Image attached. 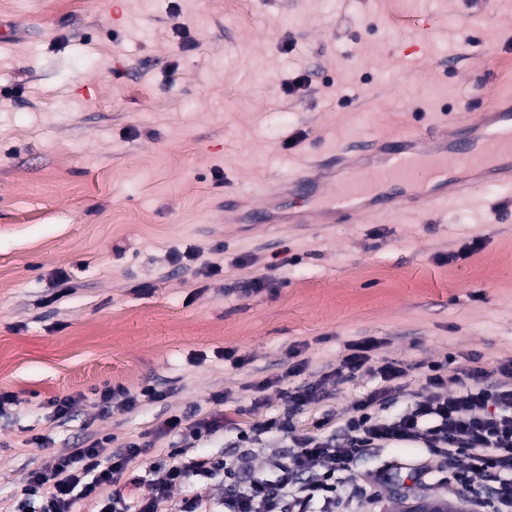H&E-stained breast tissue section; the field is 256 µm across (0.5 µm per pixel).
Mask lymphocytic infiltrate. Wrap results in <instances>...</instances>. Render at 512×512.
<instances>
[{
  "label": "lymphocytic infiltrate",
  "instance_id": "f902f5d3",
  "mask_svg": "<svg viewBox=\"0 0 512 512\" xmlns=\"http://www.w3.org/2000/svg\"><path fill=\"white\" fill-rule=\"evenodd\" d=\"M377 348V340L371 337L350 342L340 368L350 374L368 370L379 376L387 389H395L406 369L397 361L375 364ZM496 371L504 379L502 388L479 387L484 372L477 369L470 373L469 383L452 392L447 362L429 363L413 406L399 418L381 419L374 410L380 393L372 391L348 411L343 439L324 435V422H316L315 433L296 437L297 452L290 462L278 464L275 480L229 490L221 506L225 512H310L314 498L335 501L337 472L349 470L370 448L418 443L455 462L452 479L463 489H470L477 476L494 482L493 512H512V359L499 362ZM92 395L104 417L119 410L133 411L160 398L150 384L132 390L120 383H106L93 389ZM223 428L220 410L197 419L174 415L158 424L153 439L175 434L183 445L169 450L166 463L153 465L149 489L137 497L124 494L119 484L130 464L149 453V446L127 443L125 452L105 465L100 460L105 440L91 435L52 467L30 472L20 492L18 512H73L80 500L93 501L97 512H163L175 488L220 474L232 479L245 469L242 460L230 466L205 453L186 455V444Z\"/></svg>",
  "mask_w": 512,
  "mask_h": 512
}]
</instances>
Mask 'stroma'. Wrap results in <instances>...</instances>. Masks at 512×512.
I'll use <instances>...</instances> for the list:
<instances>
[{"label":"stroma","instance_id":"35a3bbf8","mask_svg":"<svg viewBox=\"0 0 512 512\" xmlns=\"http://www.w3.org/2000/svg\"><path fill=\"white\" fill-rule=\"evenodd\" d=\"M0 0V512L31 470L86 433L112 435L103 461L173 414L213 412L229 432L195 449L234 459L236 428L290 412L292 434L257 436L251 480L290 460L293 435L380 387L338 374L349 341L408 368L385 399L401 415L421 363L455 356L449 390L481 386L512 358V191L491 189L426 214L357 224H228L224 199L264 188L374 138L441 129L489 109L512 68V0ZM496 47L480 65L481 44ZM308 84L294 89L298 77ZM478 250H471L473 240ZM219 265L195 276L170 257ZM71 290L58 295L57 272ZM260 291L242 294L244 282ZM309 367L287 376L288 347ZM246 358L236 368L225 351ZM281 375L261 413L253 385ZM325 380L326 398L289 411L288 394ZM151 382L164 400L100 418L84 394ZM76 396L59 422L46 400ZM45 445H37V437ZM472 512L427 449L387 445L337 475L336 512H386L393 480Z\"/></svg>","mask_w":512,"mask_h":512}]
</instances>
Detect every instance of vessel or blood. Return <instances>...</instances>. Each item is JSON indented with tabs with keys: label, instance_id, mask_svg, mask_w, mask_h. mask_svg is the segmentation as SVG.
<instances>
[{
	"label": "vessel or blood",
	"instance_id": "b4317fda",
	"mask_svg": "<svg viewBox=\"0 0 512 512\" xmlns=\"http://www.w3.org/2000/svg\"><path fill=\"white\" fill-rule=\"evenodd\" d=\"M328 178L289 175L260 206L239 212L224 202V217L242 224H350L378 221L405 210L427 213L492 187L512 186V98L472 114L465 130L382 139L339 157Z\"/></svg>",
	"mask_w": 512,
	"mask_h": 512
}]
</instances>
